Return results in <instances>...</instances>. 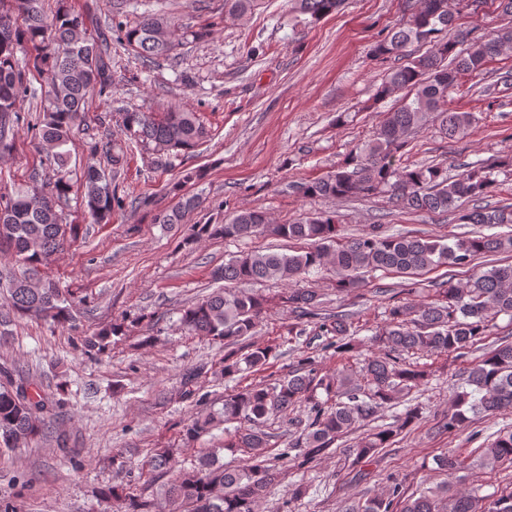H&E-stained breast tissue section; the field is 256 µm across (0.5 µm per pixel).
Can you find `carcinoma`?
Instances as JSON below:
<instances>
[{
    "label": "carcinoma",
    "mask_w": 512,
    "mask_h": 512,
    "mask_svg": "<svg viewBox=\"0 0 512 512\" xmlns=\"http://www.w3.org/2000/svg\"><path fill=\"white\" fill-rule=\"evenodd\" d=\"M260 0H224V12L235 18L252 13ZM419 6L399 28L388 32L373 48L377 57L409 58L389 71L378 86L376 98L383 99L408 89L413 97L403 100L374 131L345 158L336 171L300 183L305 197L349 200L386 193L401 210L445 214L455 211L463 199L477 202L461 214L464 224H512V207H491L485 199L495 190L491 170L470 163L452 179L434 165L396 168L393 157L407 143L411 133L431 119L440 121L444 134L461 140L475 121L471 112L448 111V92L457 87L465 73H481L487 63L512 49V28L471 45L465 53L456 45L467 37L458 30L453 38L439 34L453 29L461 0H418ZM344 0H288L289 11L317 22L340 10ZM120 40L144 65L168 59L189 40H201L209 29L178 32L174 21L164 15L148 14L119 25ZM112 27L95 36L87 34L82 16L59 3L52 16L45 15L42 0H0V153L12 151L15 127L25 123L20 101L35 94L31 75L45 78L39 115L32 129L51 150L49 164L54 178L45 192L17 189L0 192V255L21 265L22 272L6 274L7 301L15 315L43 318L54 325L72 320V301L56 284L43 278L42 267L74 240L77 224H63L56 203L69 196L73 184L65 171L74 129L85 112L89 94L109 97L114 84L108 41ZM415 43L429 45L426 54L411 57ZM31 48L29 63L21 65L16 53L22 45ZM122 131L153 153H189L206 141L209 130L200 115L179 104L165 112L135 109L122 113ZM90 155L103 160L83 172L88 217L94 224L107 223L125 199L112 190L111 175L127 164V152L111 139L90 143ZM198 200L184 197L176 205L159 210L156 224H180ZM265 233L294 241H309L311 247L292 254L253 250L232 256L212 272L216 281L254 283L273 280L288 288L271 296L241 289L216 288L201 301L183 309L181 323L200 336L224 343V376L266 369L275 348L245 341L270 301L288 309L296 331L301 324L319 319L316 336L325 338V348L336 356L354 360L331 373H320L313 356L302 355L288 374L269 382L261 380L224 395L221 411L197 416L182 429L186 442L195 440L220 422L234 423L226 433L224 449L247 456L242 468L224 465L217 452L199 456L189 468L175 469L173 451L159 448L148 460L155 478L167 476L155 493L144 496L114 485L102 491L107 499L123 501L124 512H259L267 490L279 476L277 460L285 457L298 471L335 452V442L386 410L404 402L409 394L425 385L431 376L427 364H405L408 353L454 355L461 358L485 337L497 330L500 315L512 322V265L494 266L472 272L463 281H436L427 299L417 304L398 301L385 307V321L370 338L377 349L374 356L361 352L356 340L360 328L347 313L320 316L319 295L307 288H294L302 276L326 266L336 274L334 288L351 294L363 287V276L377 270L412 276L438 267L471 269L480 256L512 252V236L478 234L456 238L384 235L376 230L343 240L334 214H322L288 224L270 223L261 209L235 211L222 224H203L197 236L239 240ZM124 334V322L112 325L83 340L85 351H103L109 338ZM25 385L0 371V448H20L42 435L47 401L41 394L31 401ZM304 404L309 410L307 426L289 444L275 453L266 432L270 420L289 408ZM512 412V339H498L497 345L471 361L459 373L458 387L448 413L439 420L441 433L454 434L479 415ZM417 405H406L392 421L366 431L355 445L346 449L351 466L370 462L394 439L420 419ZM478 463L485 468L512 464V429H503L480 449ZM434 469L446 473V481L419 495L405 493L402 482L390 475L385 490L355 498L342 512H512V487L479 496L461 487L462 462L448 450L433 456Z\"/></svg>",
    "instance_id": "cac0c4a2"
}]
</instances>
